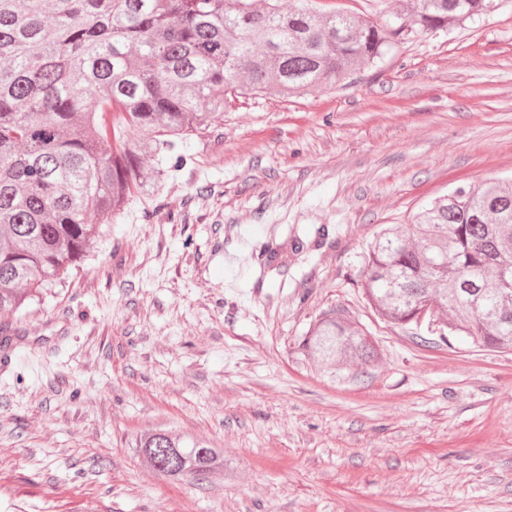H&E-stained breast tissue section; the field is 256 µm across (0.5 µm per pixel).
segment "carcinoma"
Segmentation results:
<instances>
[{
    "label": "carcinoma",
    "mask_w": 512,
    "mask_h": 512,
    "mask_svg": "<svg viewBox=\"0 0 512 512\" xmlns=\"http://www.w3.org/2000/svg\"><path fill=\"white\" fill-rule=\"evenodd\" d=\"M501 0H403L385 24L320 14L306 0H0V319L63 279L138 193L167 181L187 140L247 96L332 87L418 34ZM150 156L153 165H144ZM363 289L399 326L420 302L444 330L512 350V178L456 188L362 256ZM364 333L339 308L307 348L363 367ZM135 451L161 477L224 471V449L163 429Z\"/></svg>",
    "instance_id": "carcinoma-1"
}]
</instances>
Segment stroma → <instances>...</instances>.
<instances>
[{
    "instance_id": "stroma-1",
    "label": "stroma",
    "mask_w": 512,
    "mask_h": 512,
    "mask_svg": "<svg viewBox=\"0 0 512 512\" xmlns=\"http://www.w3.org/2000/svg\"><path fill=\"white\" fill-rule=\"evenodd\" d=\"M377 23L398 0H311ZM136 195L0 347V512H512V351L391 324L361 287L384 224L512 177V0L344 85L240 100ZM344 308L378 353L305 347ZM224 451L170 482L134 443ZM135 451L161 477L170 481L199 479L207 474L224 471V451L197 438H184L163 429H155L137 437ZM151 448H178L181 466L178 470L164 468V460Z\"/></svg>"
}]
</instances>
